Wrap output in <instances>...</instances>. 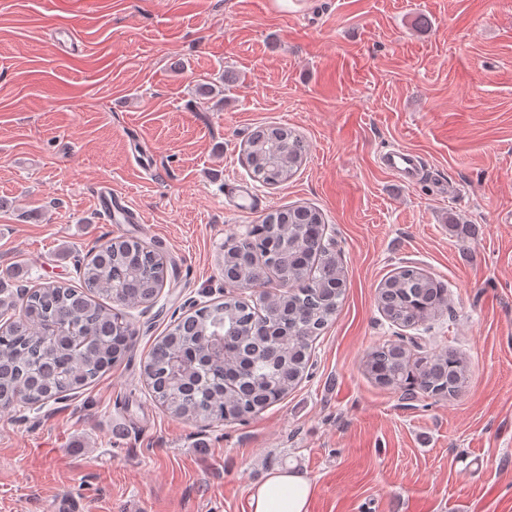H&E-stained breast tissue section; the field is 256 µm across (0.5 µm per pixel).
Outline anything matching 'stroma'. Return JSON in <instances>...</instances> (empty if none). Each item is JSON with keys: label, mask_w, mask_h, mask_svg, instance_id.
Returning <instances> with one entry per match:
<instances>
[{"label": "stroma", "mask_w": 512, "mask_h": 512, "mask_svg": "<svg viewBox=\"0 0 512 512\" xmlns=\"http://www.w3.org/2000/svg\"><path fill=\"white\" fill-rule=\"evenodd\" d=\"M267 125L307 144L275 186L243 161ZM396 145L426 177L381 169ZM102 183L143 223L106 222ZM0 199V286L77 283L78 261L121 234L169 267L157 303L131 312L122 364L40 411L0 409V512L61 496L85 512H250L254 485L292 468L309 512H512V0H0ZM289 205L322 211L347 284L307 377L241 421L173 417L141 375L147 352L239 292L225 242ZM405 265L448 288L423 337L465 357L454 399L405 401L365 370L407 333L378 302Z\"/></svg>", "instance_id": "1"}]
</instances>
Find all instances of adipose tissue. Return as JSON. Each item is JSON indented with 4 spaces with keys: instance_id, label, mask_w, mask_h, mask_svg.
<instances>
[{
    "instance_id": "1",
    "label": "adipose tissue",
    "mask_w": 512,
    "mask_h": 512,
    "mask_svg": "<svg viewBox=\"0 0 512 512\" xmlns=\"http://www.w3.org/2000/svg\"><path fill=\"white\" fill-rule=\"evenodd\" d=\"M311 494L312 485L303 474L277 472L253 488L252 512H308Z\"/></svg>"
}]
</instances>
